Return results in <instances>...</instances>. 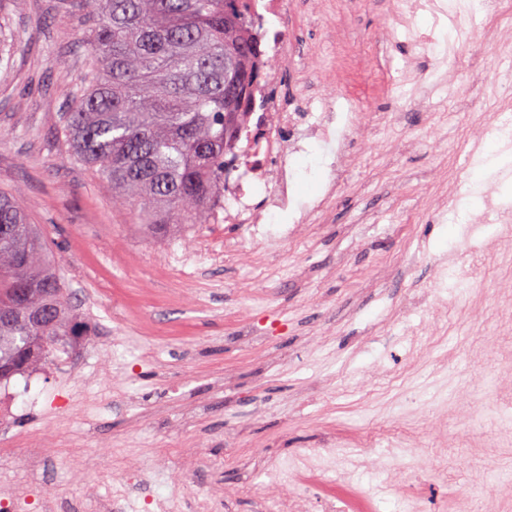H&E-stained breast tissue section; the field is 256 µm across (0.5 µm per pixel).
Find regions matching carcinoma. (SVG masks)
<instances>
[{"label": "carcinoma", "mask_w": 512, "mask_h": 512, "mask_svg": "<svg viewBox=\"0 0 512 512\" xmlns=\"http://www.w3.org/2000/svg\"><path fill=\"white\" fill-rule=\"evenodd\" d=\"M93 31L63 133L73 155L154 235L204 224L224 198L226 155L250 108L234 104L264 53L248 0H80ZM17 288H29L24 300ZM47 306L50 331L0 326V364L57 356L87 326L68 302L57 262L15 195L0 192V317ZM44 336V342H31Z\"/></svg>", "instance_id": "cac0c4a2"}]
</instances>
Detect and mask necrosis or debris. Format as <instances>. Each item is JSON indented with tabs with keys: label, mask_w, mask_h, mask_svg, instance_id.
Returning a JSON list of instances; mask_svg holds the SVG:
<instances>
[{
	"label": "necrosis or debris",
	"mask_w": 512,
	"mask_h": 512,
	"mask_svg": "<svg viewBox=\"0 0 512 512\" xmlns=\"http://www.w3.org/2000/svg\"><path fill=\"white\" fill-rule=\"evenodd\" d=\"M258 25L275 20L271 47L260 68V81L252 92L247 126L235 148V159L224 181V221L252 225V239H260V224L271 210L295 212L299 206L292 195L295 163L313 142L326 149L330 169H338L350 135L335 104H326L321 115L308 112L305 104L288 101V3L287 0H252ZM460 390L464 410L460 420L473 425L474 417L485 405L488 393H495L505 416L498 441L485 444V454H493L498 443L512 441V390L496 386L488 390L476 367H468ZM426 466L422 455L402 463L396 454L377 458L366 452L348 457L345 444L332 440L319 448H301L291 457L287 469H270V476L283 490L282 500L262 503V512H285L288 502L303 503L307 512H353L346 496L327 492L329 483L351 486L363 467L384 475L380 491L399 496L402 512H431V504L415 475ZM0 488L6 490L7 505L20 508L42 499V488L30 474H18L8 450H0Z\"/></svg>",
	"instance_id": "necrosis-or-debris-1"
}]
</instances>
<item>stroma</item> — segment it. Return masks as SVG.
<instances>
[{
	"instance_id": "1",
	"label": "stroma",
	"mask_w": 512,
	"mask_h": 512,
	"mask_svg": "<svg viewBox=\"0 0 512 512\" xmlns=\"http://www.w3.org/2000/svg\"><path fill=\"white\" fill-rule=\"evenodd\" d=\"M0 19L30 32L0 69V190L42 225L90 329L8 384L0 448L21 463L41 449L33 475L45 497L106 498L134 469L144 480L132 498L192 512L210 495L223 512H255L279 490L261 462L336 433L384 448L392 424L421 438L438 506L495 496L476 476L512 467V446L478 452L494 427L470 435L448 412L473 349L494 374L505 340L512 243L478 218L488 202L512 206V141L492 132L512 114V15L454 0L442 14L406 0H288L289 70L315 71L356 125L340 179L317 146L295 173L301 203L335 184L329 206L298 224L271 213L259 247L220 208L209 223L146 236L72 158L60 125L82 75L79 0H0ZM430 30L436 43L420 45ZM356 52L357 82L332 80ZM379 79L393 94H368ZM468 222L487 256L481 281L458 287L448 258L466 250ZM436 281L449 300L436 329L445 342L416 355L400 306Z\"/></svg>"
}]
</instances>
